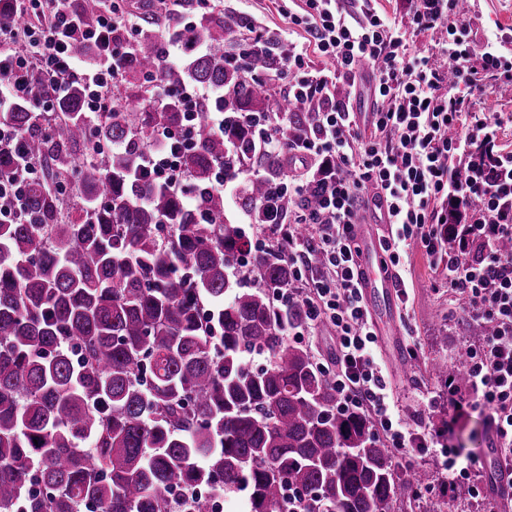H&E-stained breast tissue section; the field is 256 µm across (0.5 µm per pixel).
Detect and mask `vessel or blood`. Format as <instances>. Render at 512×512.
Segmentation results:
<instances>
[{
	"label": "vessel or blood",
	"instance_id": "obj_1",
	"mask_svg": "<svg viewBox=\"0 0 512 512\" xmlns=\"http://www.w3.org/2000/svg\"><path fill=\"white\" fill-rule=\"evenodd\" d=\"M386 224V218H383L380 212L374 211L366 222L357 226L361 250L366 256L361 266L363 274L360 279L363 296L367 299L382 297L386 310L384 324L376 330L377 335L380 336L396 334L400 302L392 279L384 272L374 251L377 231ZM487 465L490 483L489 499L494 503L496 512H512V469L500 464L497 447L489 448Z\"/></svg>",
	"mask_w": 512,
	"mask_h": 512
}]
</instances>
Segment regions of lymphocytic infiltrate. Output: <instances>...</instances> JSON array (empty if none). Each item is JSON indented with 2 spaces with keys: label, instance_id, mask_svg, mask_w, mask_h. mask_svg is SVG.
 Wrapping results in <instances>:
<instances>
[{
  "label": "lymphocytic infiltrate",
  "instance_id": "1",
  "mask_svg": "<svg viewBox=\"0 0 512 512\" xmlns=\"http://www.w3.org/2000/svg\"><path fill=\"white\" fill-rule=\"evenodd\" d=\"M16 2L20 22L0 25V152L13 157L18 173L0 180L1 224L20 217L22 179L38 169L9 114L26 99L32 74L46 77L57 100L82 84L86 111H107L127 47L115 32L135 27L115 4L89 25L71 0ZM406 2V23L377 0H299L289 9L287 96L313 100L316 112L302 133L287 113H274V133L255 146L258 154L283 149L306 164L285 182L288 206L277 223L259 225L254 248L287 244L294 282L274 300L306 312L289 336L332 326L336 359L326 374L336 387L337 410L368 414L397 468L408 470L428 440L406 420L389 384L358 282L355 226L362 202L385 204L391 229L381 249L390 265L399 266L409 247L420 245L440 262L436 287L447 289L470 319L493 327L466 349L468 402L492 415L500 457L512 467V252L500 248L512 241V151L501 142V114L474 109L489 82L512 84V39L473 41L459 0ZM420 35L433 37V54L414 49ZM365 66L373 74L372 108L361 121L353 102ZM185 144L182 132L159 129L139 156L141 176L190 197L191 180L179 160ZM462 165L469 172L463 181L456 176ZM314 180L321 191L308 212L302 193ZM303 224L312 229L310 240L295 232Z\"/></svg>",
  "mask_w": 512,
  "mask_h": 512
}]
</instances>
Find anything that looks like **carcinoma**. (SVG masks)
I'll return each mask as SVG.
<instances>
[{
    "mask_svg": "<svg viewBox=\"0 0 512 512\" xmlns=\"http://www.w3.org/2000/svg\"><path fill=\"white\" fill-rule=\"evenodd\" d=\"M75 6L96 23L99 0ZM245 25L211 4L187 29L140 31L94 120L77 83L49 116L10 111L42 178L27 183L29 216L0 224V512H212L200 487L246 512H297L295 489L305 512H392L427 480L395 469L367 415L336 411V387L286 338L303 308L272 300L293 280L288 246L251 251L213 187L219 163L251 164L270 77H287L279 39ZM169 39L177 60L162 58ZM148 70L169 93L221 94L224 133L201 112L182 154L192 203L134 176L157 129L184 123ZM280 109L302 132L315 104ZM286 178L283 152L259 159L239 196L252 223L275 221ZM241 255L247 287L229 275Z\"/></svg>",
    "mask_w": 512,
    "mask_h": 512,
    "instance_id": "carcinoma-1",
    "label": "carcinoma"
}]
</instances>
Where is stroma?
Segmentation results:
<instances>
[{"label":"stroma","instance_id":"obj_1","mask_svg":"<svg viewBox=\"0 0 512 512\" xmlns=\"http://www.w3.org/2000/svg\"><path fill=\"white\" fill-rule=\"evenodd\" d=\"M222 2L225 15L250 18L262 29L287 39L288 26L279 12L282 0ZM471 16L474 40L512 36V0H474ZM402 274L408 301L401 306L399 339L394 343L379 339L378 348L393 388L405 401L409 422L434 437L433 447L417 460L430 471L431 484L440 487L446 481L436 464L442 447L458 445L462 456L485 459L490 427L479 408L468 407L459 413L449 407L445 383L435 381L430 372L431 362L441 360L447 363L449 374H456L457 354L469 336L468 317L446 291L435 289L431 259L422 248L410 250Z\"/></svg>","mask_w":512,"mask_h":512}]
</instances>
